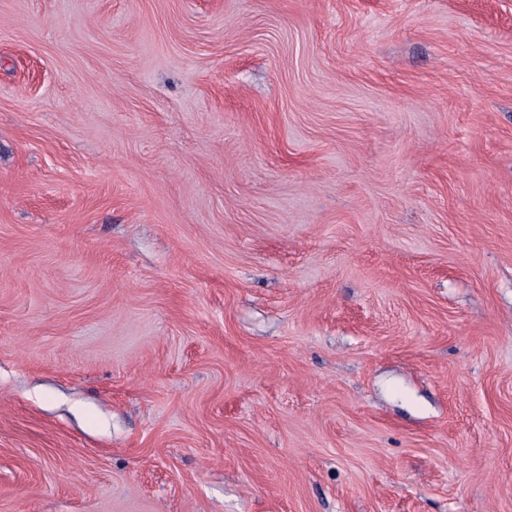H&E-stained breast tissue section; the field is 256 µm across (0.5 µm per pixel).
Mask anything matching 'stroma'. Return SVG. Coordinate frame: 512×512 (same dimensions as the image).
<instances>
[{
    "label": "stroma",
    "mask_w": 512,
    "mask_h": 512,
    "mask_svg": "<svg viewBox=\"0 0 512 512\" xmlns=\"http://www.w3.org/2000/svg\"><path fill=\"white\" fill-rule=\"evenodd\" d=\"M0 512H512V0H0Z\"/></svg>",
    "instance_id": "stroma-1"
}]
</instances>
